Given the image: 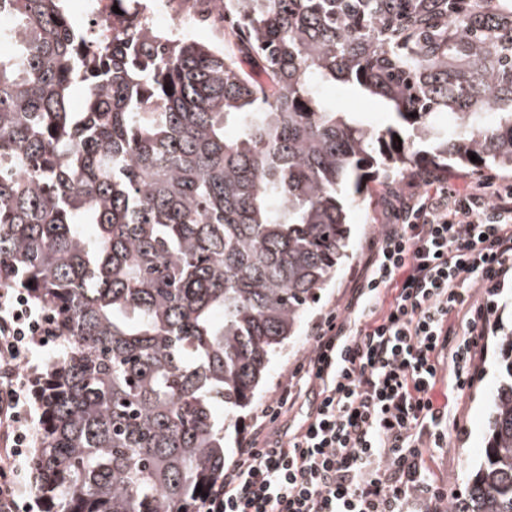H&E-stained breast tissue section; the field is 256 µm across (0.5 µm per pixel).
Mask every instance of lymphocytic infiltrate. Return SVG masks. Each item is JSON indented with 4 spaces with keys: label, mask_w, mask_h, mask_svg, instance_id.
Returning a JSON list of instances; mask_svg holds the SVG:
<instances>
[{
    "label": "lymphocytic infiltrate",
    "mask_w": 512,
    "mask_h": 512,
    "mask_svg": "<svg viewBox=\"0 0 512 512\" xmlns=\"http://www.w3.org/2000/svg\"><path fill=\"white\" fill-rule=\"evenodd\" d=\"M354 280L346 318L256 414L198 512H439L423 451L446 447L436 386L470 388L494 298L512 288V187L441 182L405 199ZM56 337L28 288L0 289V512H33L38 359Z\"/></svg>",
    "instance_id": "lymphocytic-infiltrate-1"
}]
</instances>
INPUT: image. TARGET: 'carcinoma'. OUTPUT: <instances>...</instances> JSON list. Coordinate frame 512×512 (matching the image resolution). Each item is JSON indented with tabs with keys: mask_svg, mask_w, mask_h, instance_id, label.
Segmentation results:
<instances>
[{
	"mask_svg": "<svg viewBox=\"0 0 512 512\" xmlns=\"http://www.w3.org/2000/svg\"><path fill=\"white\" fill-rule=\"evenodd\" d=\"M232 2L236 53L161 42L131 0L95 36L65 0H0V274L61 344L34 459L46 512H193L349 258L367 183L444 161L512 175V0ZM336 83L388 122L331 109ZM498 341L486 448L446 512H512V332Z\"/></svg>",
	"mask_w": 512,
	"mask_h": 512,
	"instance_id": "carcinoma-1",
	"label": "carcinoma"
}]
</instances>
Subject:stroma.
Returning <instances> with one entry per match:
<instances>
[{
	"label": "stroma",
	"mask_w": 512,
	"mask_h": 512,
	"mask_svg": "<svg viewBox=\"0 0 512 512\" xmlns=\"http://www.w3.org/2000/svg\"><path fill=\"white\" fill-rule=\"evenodd\" d=\"M327 104L336 110L355 112L367 122L382 123L385 110L374 99L358 98L344 86L324 90ZM475 178L474 172L462 165L427 166L407 177H392L372 183L363 200L351 214L350 257L335 277L319 290L317 301L303 315L298 334L287 350L276 358L267 380L251 404L244 418H251L279 389V385L293 373L296 365L308 354L312 344V328L329 312L344 313L353 279L368 246L376 240L381 225L394 223L403 198L422 190L426 180L443 179L453 188L466 191ZM512 330V290L496 296L494 312L488 323L487 353L481 371L472 388L463 395L447 393L445 385L435 391L437 403L447 404L456 411L457 418L449 422L448 445L428 448L423 453L424 463L431 478L444 484L448 492H462L478 464L486 446V427L492 407V394L498 384L500 358L497 338Z\"/></svg>",
	"instance_id": "35a3bbf8"
}]
</instances>
